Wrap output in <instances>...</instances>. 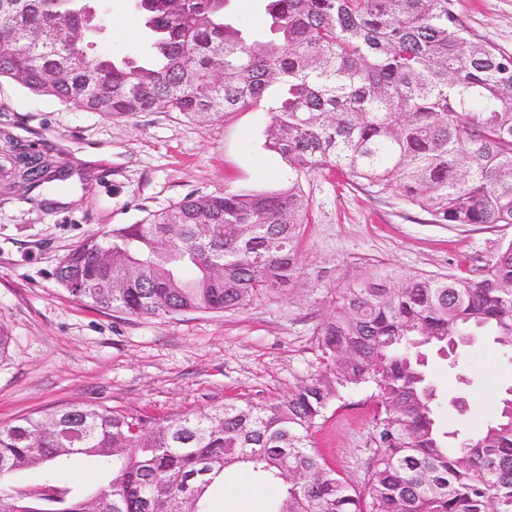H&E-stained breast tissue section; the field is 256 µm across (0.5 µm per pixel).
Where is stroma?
<instances>
[{
  "mask_svg": "<svg viewBox=\"0 0 512 512\" xmlns=\"http://www.w3.org/2000/svg\"><path fill=\"white\" fill-rule=\"evenodd\" d=\"M105 5L101 47L122 56L146 43L134 0ZM451 8L468 35L512 54V0H452ZM224 16L249 35L269 26L262 0H228ZM271 122L262 108L207 121L177 112L110 117L0 81V166H10L14 144L71 172L67 182L27 191L0 181V325L12 337L0 358V424L72 404L165 416L281 400L317 366L316 329L342 274L389 267L475 278L512 242V225L434 224L395 195H372L333 172L304 184L314 222L302 243L301 280L283 293L234 311L132 317L90 307L57 284L60 258L88 234L140 222L190 194L287 186L291 169L266 145ZM458 359L453 368L429 356L437 424L474 436L512 388V354L482 339ZM370 395L353 393L313 435L326 462L358 484L373 448ZM458 396L466 413L449 405ZM275 494L242 472L214 491L217 512H263Z\"/></svg>",
  "mask_w": 512,
  "mask_h": 512,
  "instance_id": "stroma-1",
  "label": "stroma"
}]
</instances>
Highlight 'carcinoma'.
<instances>
[{"instance_id": "carcinoma-1", "label": "carcinoma", "mask_w": 512, "mask_h": 512, "mask_svg": "<svg viewBox=\"0 0 512 512\" xmlns=\"http://www.w3.org/2000/svg\"><path fill=\"white\" fill-rule=\"evenodd\" d=\"M227 0H137L145 59L95 51L97 0H0V79L108 116L203 120L266 102V142L294 174L267 192L184 197L138 224L87 236L56 282L142 317L223 312L294 288L313 212L303 180L338 171L394 192L434 224H512V55L472 39L450 0H265L268 35L224 22ZM15 184L69 173L22 157ZM319 324L318 366L287 399L163 417L85 404L0 425V512H210L229 471L282 487L268 512H512V391L476 439L436 422L426 350L490 334L512 350V242L477 279L340 278ZM374 390L368 478L351 484L313 449L327 411ZM97 459L91 491L63 478ZM41 471L30 482L25 473Z\"/></svg>"}]
</instances>
